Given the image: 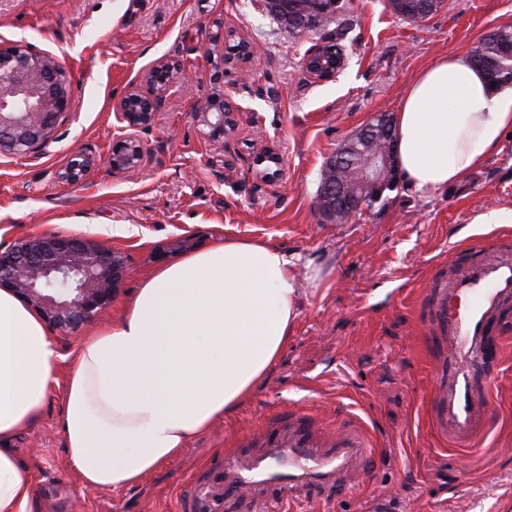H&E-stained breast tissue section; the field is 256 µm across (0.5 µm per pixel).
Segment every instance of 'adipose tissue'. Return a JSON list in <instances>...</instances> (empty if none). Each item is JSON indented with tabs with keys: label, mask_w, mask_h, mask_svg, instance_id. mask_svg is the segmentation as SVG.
<instances>
[{
	"label": "adipose tissue",
	"mask_w": 512,
	"mask_h": 512,
	"mask_svg": "<svg viewBox=\"0 0 512 512\" xmlns=\"http://www.w3.org/2000/svg\"><path fill=\"white\" fill-rule=\"evenodd\" d=\"M397 165L420 191L457 183L512 133V87L467 55L408 83L395 115ZM295 262L276 247L227 240L146 275L121 322L65 354L42 316L0 290V512H34L33 483L10 446L38 420L65 363L68 462L85 486L148 477L192 436L248 399L300 313Z\"/></svg>",
	"instance_id": "ef3b65f1"
}]
</instances>
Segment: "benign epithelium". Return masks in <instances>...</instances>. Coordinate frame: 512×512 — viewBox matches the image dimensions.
Masks as SVG:
<instances>
[{
	"mask_svg": "<svg viewBox=\"0 0 512 512\" xmlns=\"http://www.w3.org/2000/svg\"><path fill=\"white\" fill-rule=\"evenodd\" d=\"M322 50L314 49L302 61L304 74L317 81L333 78L345 65L342 48L335 56H325ZM180 72L181 64L160 60L144 76L147 90L135 86L123 96L120 119L129 133L112 146L108 162L113 172L139 166L143 148L137 131L152 124ZM71 105L69 81L58 57L23 47L0 48V154L30 152ZM194 117L209 140L222 143L238 129L240 112L220 91L200 98ZM361 155L357 179L347 187L336 185L335 169L323 170L319 205L340 223L362 210L364 191L385 184L394 151L363 150ZM127 271L119 253L84 237H26L0 250V288L11 289L62 333L105 311Z\"/></svg>",
	"mask_w": 512,
	"mask_h": 512,
	"instance_id": "benign-epithelium-1",
	"label": "benign epithelium"
}]
</instances>
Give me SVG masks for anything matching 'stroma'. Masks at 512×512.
<instances>
[{
	"label": "stroma",
	"mask_w": 512,
	"mask_h": 512,
	"mask_svg": "<svg viewBox=\"0 0 512 512\" xmlns=\"http://www.w3.org/2000/svg\"><path fill=\"white\" fill-rule=\"evenodd\" d=\"M266 0H0V47L58 56L72 107L36 149L0 155V249L36 235L81 236L122 253L129 274L111 306L59 336L72 352L124 304L153 268L186 248L227 239L276 246L297 260L301 313L277 363L252 396L194 437L187 450L143 481L116 489L82 486L70 467L59 382L38 421L14 439L35 477L34 512H182L234 446L251 443L267 416L303 411L325 429L358 422L382 452L349 490H304L298 512H512V341L493 374L489 428L478 446L439 439L427 415L447 363L426 341L429 288L466 262L472 248L512 247L511 224L478 215L512 209V138L500 152L439 192L398 181L357 220H330L318 205L326 160L380 112L395 113L414 74L466 54L512 24V0H445L420 21L398 17L388 0H338L331 24L302 35L265 11ZM345 27L346 65L317 82L301 70L314 45ZM223 38H216V31ZM214 40L210 60L200 45ZM252 64L233 62L240 41ZM182 63L153 124L138 133L142 160L114 173L107 162L125 135L120 101L158 61ZM224 91L239 107L235 136L210 142L195 102ZM271 148L280 176L264 181L256 156ZM89 159L82 179L60 174ZM125 225L128 236L113 235Z\"/></svg>",
	"instance_id": "35a3bbf8"
}]
</instances>
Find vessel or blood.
<instances>
[{"label": "vessel or blood", "instance_id": "vessel-or-blood-1", "mask_svg": "<svg viewBox=\"0 0 512 512\" xmlns=\"http://www.w3.org/2000/svg\"><path fill=\"white\" fill-rule=\"evenodd\" d=\"M509 299L511 251L465 263L431 293L426 311L436 332L429 345L448 356V376L435 384L428 401L438 437L466 445L485 430L491 397L486 375L504 349L495 321ZM259 433L256 447L227 452L223 469L196 491L189 512H235L239 503L256 512L271 486L286 498L311 484L342 492L347 475L369 470L381 454L363 426L347 425L325 437L299 411L270 415Z\"/></svg>", "mask_w": 512, "mask_h": 512}]
</instances>
